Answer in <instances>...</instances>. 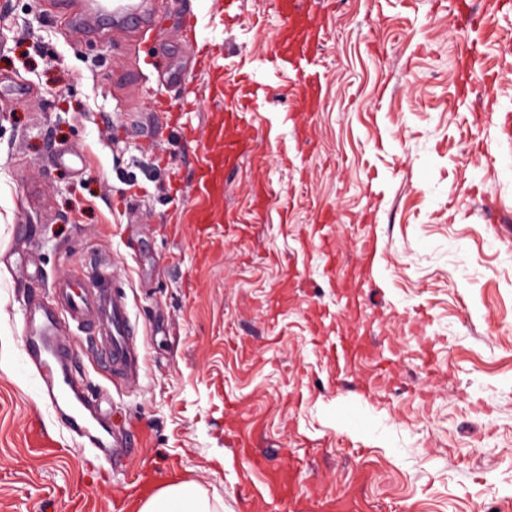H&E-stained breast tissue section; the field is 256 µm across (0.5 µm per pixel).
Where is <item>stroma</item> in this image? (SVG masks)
<instances>
[{"mask_svg": "<svg viewBox=\"0 0 512 512\" xmlns=\"http://www.w3.org/2000/svg\"><path fill=\"white\" fill-rule=\"evenodd\" d=\"M238 2L228 20L224 0H140L161 21L143 33L98 30L88 0H0V512H114L147 469L215 512H289L267 483L290 470L316 503L512 512V26L459 28L454 0H309L324 32L309 110L261 62L274 0ZM474 40L486 69L463 87ZM218 70L262 89L202 227ZM102 272L127 296L132 378L54 292ZM32 303L57 310L72 381L126 443L117 465L43 399L19 342ZM35 416L53 451L29 447Z\"/></svg>", "mask_w": 512, "mask_h": 512, "instance_id": "35a3bbf8", "label": "stroma"}]
</instances>
